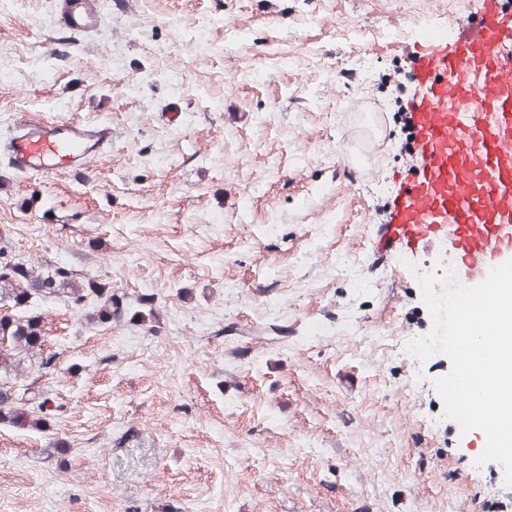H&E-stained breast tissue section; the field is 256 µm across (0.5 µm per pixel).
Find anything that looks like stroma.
Listing matches in <instances>:
<instances>
[{
  "label": "stroma",
  "mask_w": 512,
  "mask_h": 512,
  "mask_svg": "<svg viewBox=\"0 0 512 512\" xmlns=\"http://www.w3.org/2000/svg\"><path fill=\"white\" fill-rule=\"evenodd\" d=\"M477 7L130 0L74 36L52 0H0V127L112 125L84 174L0 156V253L125 309L25 307L54 361L24 380L59 413L0 424V512H512L484 432L442 416L449 359L403 347L432 329L417 273L456 252L383 235L420 92L403 54Z\"/></svg>",
  "instance_id": "obj_1"
}]
</instances>
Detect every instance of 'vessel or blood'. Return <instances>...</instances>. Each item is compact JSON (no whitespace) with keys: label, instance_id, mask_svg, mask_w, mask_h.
<instances>
[{"label":"vessel or blood","instance_id":"b4317fda","mask_svg":"<svg viewBox=\"0 0 512 512\" xmlns=\"http://www.w3.org/2000/svg\"><path fill=\"white\" fill-rule=\"evenodd\" d=\"M103 0H54L58 27L88 36ZM456 36H427L408 56L422 94L407 111L417 165L403 175L386 237H445L464 268L512 251V9L480 0ZM112 147V126L36 117L15 123L0 155L18 174L53 178L87 172Z\"/></svg>","mask_w":512,"mask_h":512}]
</instances>
